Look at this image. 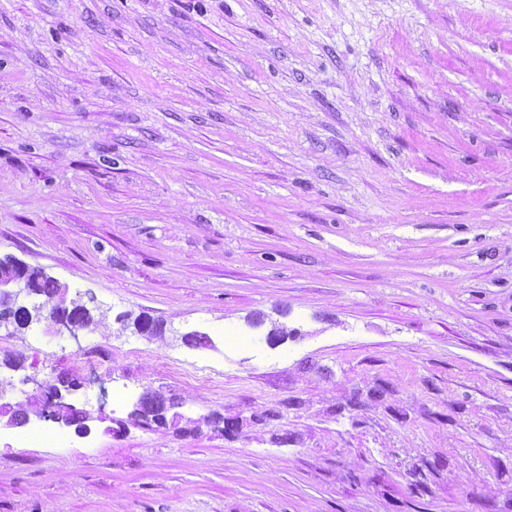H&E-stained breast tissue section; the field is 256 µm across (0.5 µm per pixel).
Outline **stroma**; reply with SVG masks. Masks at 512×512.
Listing matches in <instances>:
<instances>
[{"label":"stroma","instance_id":"stroma-1","mask_svg":"<svg viewBox=\"0 0 512 512\" xmlns=\"http://www.w3.org/2000/svg\"><path fill=\"white\" fill-rule=\"evenodd\" d=\"M5 254L0 512H512V0H0ZM13 263L19 268V274L0 273V327L2 323H11L14 309H17L20 313H26L29 310L34 312L33 318H29L27 325L34 321L39 322L41 318L49 320L53 325L47 329L49 334L61 335L66 331L70 336H77L78 331L89 328L83 320L64 312L67 307L64 301L66 289L62 288L59 283L60 288L54 298L55 306L50 303V316L45 317L44 312L47 305L35 301L38 292L34 288V281L28 276L31 271L38 272L39 277H46V275L41 270L29 267L15 258ZM64 397L60 391H56L54 395L49 394L46 390L39 394L30 396L27 404L32 411L39 415L40 418L67 421L69 415L75 412L71 404L65 403ZM179 403L175 400V398H169L168 400L161 397L142 396L138 401V415L145 419L146 421H152L159 424H162L159 419L162 416H166L165 413L168 412L169 409L175 407Z\"/></svg>","mask_w":512,"mask_h":512}]
</instances>
